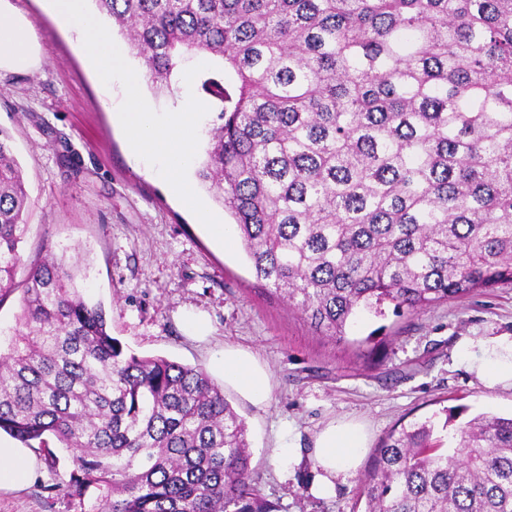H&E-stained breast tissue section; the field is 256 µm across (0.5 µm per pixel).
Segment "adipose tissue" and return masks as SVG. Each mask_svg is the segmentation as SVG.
I'll use <instances>...</instances> for the list:
<instances>
[{
    "mask_svg": "<svg viewBox=\"0 0 512 512\" xmlns=\"http://www.w3.org/2000/svg\"><path fill=\"white\" fill-rule=\"evenodd\" d=\"M37 36L33 26L17 15L11 0H0V72L25 71L37 60ZM467 348L477 349L470 366L477 377L491 387L512 389V338L498 336L468 339ZM212 368L244 399L266 406L272 393L271 372L250 351L228 345L214 351ZM369 436L360 421L337 419L320 431L310 455L319 470L317 492L326 493L337 482L354 476L361 464ZM35 476V460L30 449L0 440V489L17 488Z\"/></svg>",
    "mask_w": 512,
    "mask_h": 512,
    "instance_id": "1",
    "label": "adipose tissue"
}]
</instances>
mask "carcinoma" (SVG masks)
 Returning a JSON list of instances; mask_svg holds the SVG:
<instances>
[{
    "instance_id": "cac0c4a2",
    "label": "carcinoma",
    "mask_w": 512,
    "mask_h": 512,
    "mask_svg": "<svg viewBox=\"0 0 512 512\" xmlns=\"http://www.w3.org/2000/svg\"><path fill=\"white\" fill-rule=\"evenodd\" d=\"M156 90L185 52L222 61L195 171L257 279L326 336L360 310L422 312L512 284V0H92ZM28 195L0 131V430L56 462L77 512H279L247 425L204 369L112 336L64 258L27 264ZM24 278L16 280L18 271ZM391 430L366 512H512V417ZM20 291L13 294L0 308V331L9 334L18 323V315L21 312Z\"/></svg>"
}]
</instances>
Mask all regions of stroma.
Masks as SVG:
<instances>
[{"label": "stroma", "instance_id": "obj_1", "mask_svg": "<svg viewBox=\"0 0 512 512\" xmlns=\"http://www.w3.org/2000/svg\"><path fill=\"white\" fill-rule=\"evenodd\" d=\"M12 2L39 43L31 70L0 72V129L13 138L29 195L24 259L47 244L66 249L85 277L87 296L103 304L113 336L138 355L205 369L212 352L232 343L268 364L267 406L231 390L226 397L247 423L261 492L280 512H365L362 476L398 421H422L459 405L469 418L512 415V391L483 384L463 356L467 338L512 336V286L414 315L362 310L344 339L321 334L256 279L243 245L229 251L217 244L153 167L131 156L118 118L124 88L116 80L102 83L75 29L51 14L45 0ZM194 61L191 55L178 61L170 92L142 84L153 110L186 104L183 74ZM191 312L210 321L208 340L185 334L183 319ZM337 418L367 424L370 450L357 475L338 483L333 495L319 496L312 462L290 468L272 449L281 437L311 448L315 434ZM57 455L54 469L36 455L35 480L1 490L0 512H75L61 491L70 453L61 448Z\"/></svg>", "mask_w": 512, "mask_h": 512}]
</instances>
